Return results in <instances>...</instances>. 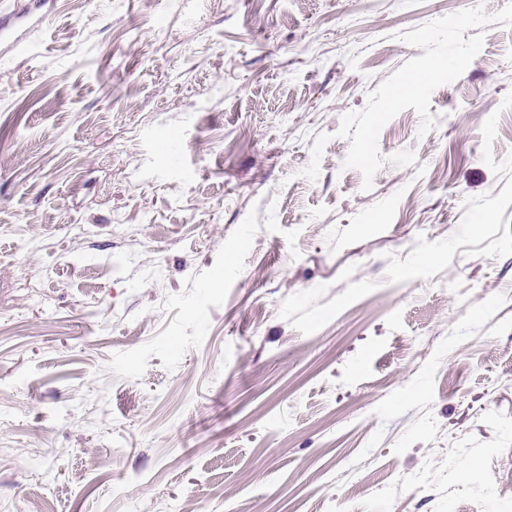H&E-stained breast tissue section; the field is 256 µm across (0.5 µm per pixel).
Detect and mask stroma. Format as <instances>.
<instances>
[{
  "label": "stroma",
  "instance_id": "stroma-1",
  "mask_svg": "<svg viewBox=\"0 0 512 512\" xmlns=\"http://www.w3.org/2000/svg\"><path fill=\"white\" fill-rule=\"evenodd\" d=\"M507 2L0 0V512H512V28L336 135Z\"/></svg>",
  "mask_w": 512,
  "mask_h": 512
}]
</instances>
